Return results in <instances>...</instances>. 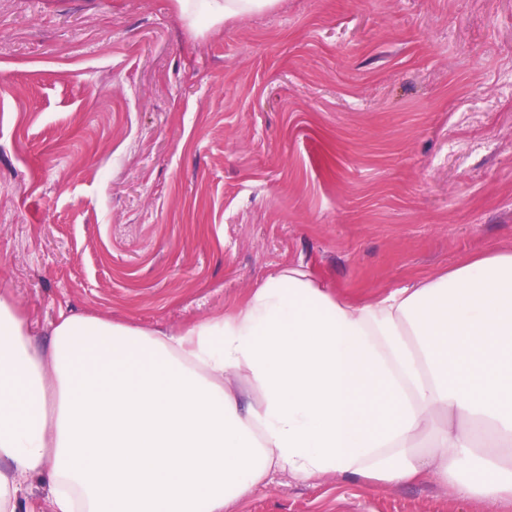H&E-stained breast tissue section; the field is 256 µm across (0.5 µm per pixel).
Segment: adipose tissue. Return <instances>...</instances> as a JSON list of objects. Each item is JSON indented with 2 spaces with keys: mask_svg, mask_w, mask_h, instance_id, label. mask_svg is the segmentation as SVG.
Returning a JSON list of instances; mask_svg holds the SVG:
<instances>
[{
  "mask_svg": "<svg viewBox=\"0 0 512 512\" xmlns=\"http://www.w3.org/2000/svg\"><path fill=\"white\" fill-rule=\"evenodd\" d=\"M277 0H175L196 30ZM512 249L364 302L304 263L176 329L60 312L0 283V512H226L274 475L430 477L512 501ZM29 510L35 512H51L52 504L47 484L42 480H33L26 493Z\"/></svg>",
  "mask_w": 512,
  "mask_h": 512,
  "instance_id": "adipose-tissue-1",
  "label": "adipose tissue"
}]
</instances>
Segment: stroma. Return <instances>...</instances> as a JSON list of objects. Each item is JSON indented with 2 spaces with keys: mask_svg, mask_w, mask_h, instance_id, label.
<instances>
[{
  "mask_svg": "<svg viewBox=\"0 0 512 512\" xmlns=\"http://www.w3.org/2000/svg\"><path fill=\"white\" fill-rule=\"evenodd\" d=\"M512 248V0H0V281L176 328L274 269L363 302ZM230 512H512L279 474ZM277 0H175L178 17L196 30L273 8Z\"/></svg>",
  "mask_w": 512,
  "mask_h": 512,
  "instance_id": "obj_1",
  "label": "stroma"
}]
</instances>
